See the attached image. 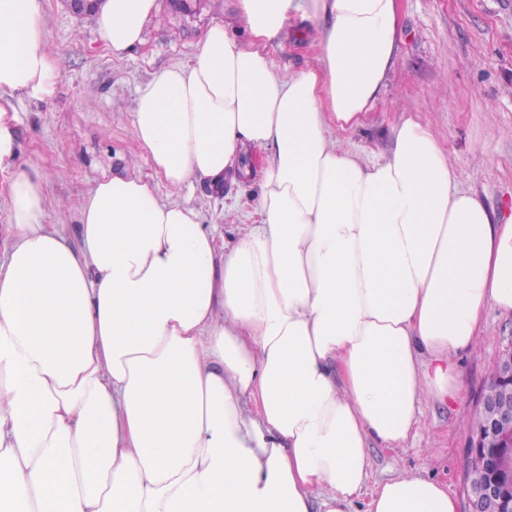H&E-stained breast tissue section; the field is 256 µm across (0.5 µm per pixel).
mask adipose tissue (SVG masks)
<instances>
[{
    "mask_svg": "<svg viewBox=\"0 0 512 512\" xmlns=\"http://www.w3.org/2000/svg\"><path fill=\"white\" fill-rule=\"evenodd\" d=\"M156 0H104L112 57ZM248 34L208 29L139 89V155L175 191L236 176L272 148L231 248L138 176L98 179L79 239L49 226L44 177L18 170L0 251V512H349L366 446L399 448L427 400H457V359L488 308L512 314V207L457 182L410 111L385 157L341 139L379 103L399 0H239ZM315 20L316 62L267 53ZM40 0H0V168L16 167L9 95H49ZM367 512H456L406 473Z\"/></svg>",
    "mask_w": 512,
    "mask_h": 512,
    "instance_id": "adipose-tissue-1",
    "label": "adipose tissue"
}]
</instances>
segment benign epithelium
Here are the masks:
<instances>
[{"label": "benign epithelium", "instance_id": "7a95c632", "mask_svg": "<svg viewBox=\"0 0 512 512\" xmlns=\"http://www.w3.org/2000/svg\"><path fill=\"white\" fill-rule=\"evenodd\" d=\"M494 381L512 395V359L498 365ZM465 461L489 473L487 482L464 487L468 509L480 512L487 497L501 500L502 512H512V412L499 411L482 427L470 430Z\"/></svg>", "mask_w": 512, "mask_h": 512}]
</instances>
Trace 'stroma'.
<instances>
[{
	"mask_svg": "<svg viewBox=\"0 0 512 512\" xmlns=\"http://www.w3.org/2000/svg\"><path fill=\"white\" fill-rule=\"evenodd\" d=\"M180 2L157 0L143 44L116 59L92 23L66 10L62 0H41L46 48L60 58L61 74L49 96L17 93L11 101L20 157L48 182V223L76 231L85 198L106 173L142 177L159 198H168L165 183L146 161L129 163L138 152L132 131L137 91L162 69L188 62L210 26H242L238 0H194L191 14L180 10ZM400 24L404 36L382 99L344 139L363 159L387 155L399 118L396 105L405 102L443 138L461 187L488 209H498L512 199V0H401ZM268 52L283 77L315 63L304 38L293 33ZM269 156L267 149H251L249 175L225 183L223 192L195 185L191 204L205 223H258L254 201ZM509 348L512 315L487 310L476 351L460 359L463 400L424 402L420 425L403 447L368 443L369 477L355 512H367L377 487L406 472L441 482L458 508H465L468 426L493 367Z\"/></svg>",
	"mask_w": 512,
	"mask_h": 512,
	"instance_id": "1",
	"label": "stroma"
}]
</instances>
